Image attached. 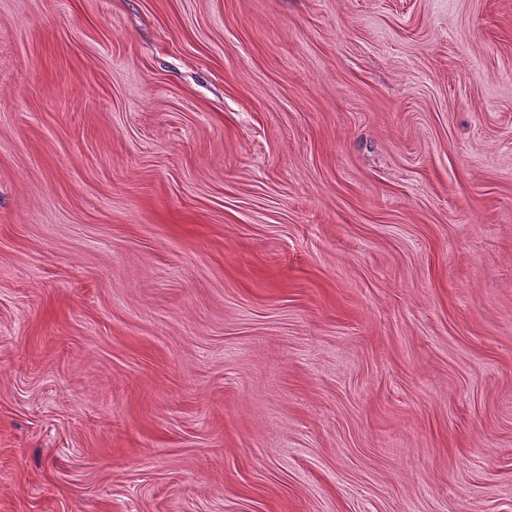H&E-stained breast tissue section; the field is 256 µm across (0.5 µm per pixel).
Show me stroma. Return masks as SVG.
<instances>
[{"mask_svg": "<svg viewBox=\"0 0 512 512\" xmlns=\"http://www.w3.org/2000/svg\"><path fill=\"white\" fill-rule=\"evenodd\" d=\"M0 512H512V0H0Z\"/></svg>", "mask_w": 512, "mask_h": 512, "instance_id": "stroma-1", "label": "stroma"}]
</instances>
